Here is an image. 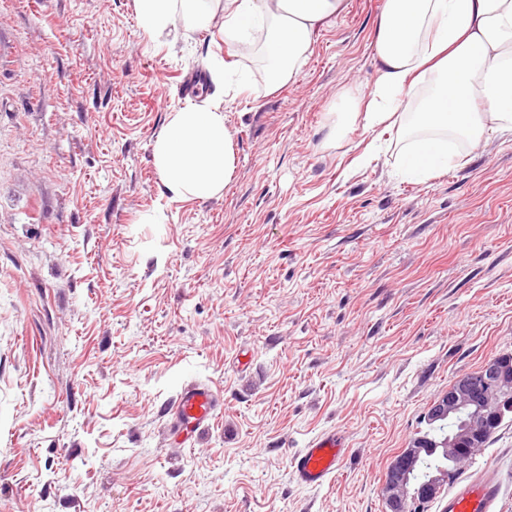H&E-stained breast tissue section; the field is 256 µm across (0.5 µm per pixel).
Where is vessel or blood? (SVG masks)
I'll return each instance as SVG.
<instances>
[{"label":"vessel or blood","mask_w":512,"mask_h":512,"mask_svg":"<svg viewBox=\"0 0 512 512\" xmlns=\"http://www.w3.org/2000/svg\"><path fill=\"white\" fill-rule=\"evenodd\" d=\"M220 404V396L211 388L186 389L173 408L176 422L201 425L211 419ZM349 450L341 435L329 433L311 440L291 460L293 475L303 486L331 483L342 470ZM501 483L494 471L481 470L456 480L439 500L437 512H498Z\"/></svg>","instance_id":"obj_1"}]
</instances>
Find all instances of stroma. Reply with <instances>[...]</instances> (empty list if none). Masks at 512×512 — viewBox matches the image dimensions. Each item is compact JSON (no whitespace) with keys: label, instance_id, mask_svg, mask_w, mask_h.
I'll return each mask as SVG.
<instances>
[{"label":"stroma","instance_id":"1","mask_svg":"<svg viewBox=\"0 0 512 512\" xmlns=\"http://www.w3.org/2000/svg\"><path fill=\"white\" fill-rule=\"evenodd\" d=\"M384 0H347L294 80L221 22L151 34L134 0H0V512H385L430 403L512 353V135L404 177L400 125L327 140L377 78ZM227 82L185 95L194 70ZM246 74L247 91L230 78ZM224 113L223 196L174 200L172 112ZM222 406L171 427L188 385ZM337 432L329 485L291 458ZM512 512V421L463 465Z\"/></svg>","mask_w":512,"mask_h":512}]
</instances>
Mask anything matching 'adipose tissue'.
<instances>
[{"label": "adipose tissue", "mask_w": 512, "mask_h": 512, "mask_svg": "<svg viewBox=\"0 0 512 512\" xmlns=\"http://www.w3.org/2000/svg\"><path fill=\"white\" fill-rule=\"evenodd\" d=\"M145 31L176 21L209 27V0H135ZM345 0H224V39L247 47L267 29L269 89L293 81L319 25L341 14ZM378 77L367 98L335 107L332 137L356 118L367 128L390 119L415 85L433 76L429 96L413 115L425 130L401 161L411 180L424 181L448 165L447 132L477 144L490 132H512V0H385L376 27ZM155 167L171 198L208 200L235 177L232 135L218 109L188 105L174 112L153 148Z\"/></svg>", "instance_id": "ef3b65f1"}]
</instances>
